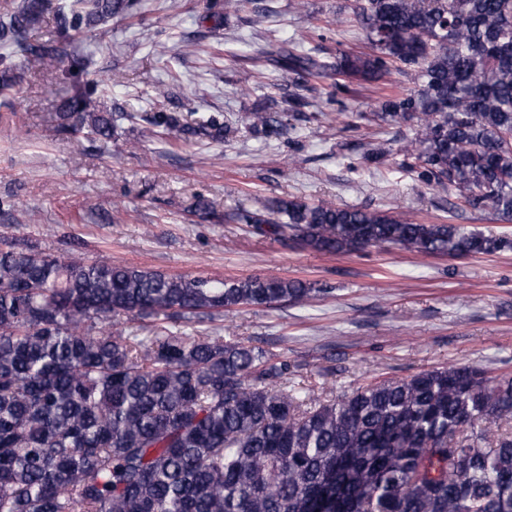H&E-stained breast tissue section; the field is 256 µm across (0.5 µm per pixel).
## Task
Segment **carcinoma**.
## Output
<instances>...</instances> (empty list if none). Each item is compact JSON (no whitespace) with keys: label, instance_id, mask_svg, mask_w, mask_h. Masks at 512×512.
Segmentation results:
<instances>
[{"label":"carcinoma","instance_id":"1","mask_svg":"<svg viewBox=\"0 0 512 512\" xmlns=\"http://www.w3.org/2000/svg\"><path fill=\"white\" fill-rule=\"evenodd\" d=\"M141 0H21L0 18V96L37 69L71 95L58 131L112 138L130 112L96 104L100 81L76 49L91 28L133 18ZM239 0H212L224 27ZM50 14L55 38L35 40ZM368 52L336 63L302 42L269 40L259 58L296 76L280 110L239 122L281 136L306 118L328 79L408 78L368 120H414L398 166L471 208L512 221V0H358ZM20 50L24 63L15 61ZM198 52L183 40L158 54ZM308 95H303V92ZM139 120L176 139L228 142L216 116ZM322 253L394 247L465 257L512 241L462 224H421L382 210L277 199L224 215ZM330 289L273 275L173 276L105 258L0 247V512H512V375L448 366L362 384L335 400L288 386V361L233 337L188 336L243 306H304ZM151 319L148 335L114 330Z\"/></svg>","mask_w":512,"mask_h":512}]
</instances>
